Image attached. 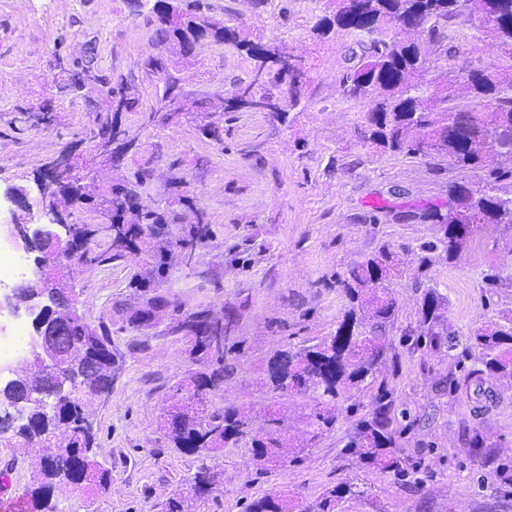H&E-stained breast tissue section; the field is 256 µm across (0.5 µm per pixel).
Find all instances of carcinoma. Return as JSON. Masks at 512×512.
I'll return each instance as SVG.
<instances>
[{
    "label": "carcinoma",
    "mask_w": 512,
    "mask_h": 512,
    "mask_svg": "<svg viewBox=\"0 0 512 512\" xmlns=\"http://www.w3.org/2000/svg\"><path fill=\"white\" fill-rule=\"evenodd\" d=\"M131 12L146 15L155 41L165 50L186 55L188 45L200 39L210 44L231 43L261 68L271 57L287 53L276 39L252 40L241 37L232 17L219 18L203 0H129ZM313 33L319 37L344 33L352 37L360 52H351L339 74L344 95L367 108L357 126L362 146L447 163L448 170L461 177L448 182V203L433 207L418 218L436 226V235L419 245L420 269L428 270L441 257L452 263L462 258L468 242L486 225L501 228L495 246L512 253V149L502 142L512 140V0H325V14ZM496 42L509 62L486 60L475 55L486 39ZM453 61L448 68L435 59ZM267 84L287 85V97L278 100V115L285 118L302 103L303 86L292 75L267 68ZM151 173L142 166L131 177H122L112 187L110 206L103 208L88 190L66 193L47 187L49 196L72 220L71 235L86 245L69 264L103 263L149 241L152 255L149 270L135 278L141 291L139 306L127 316L138 327L157 320L172 302L157 289L169 267L186 252H192L208 237L197 204L182 197L183 209L143 208L125 212V204L150 183ZM77 213L98 214L104 222L91 226L74 218ZM171 224H191L185 238H173ZM108 247L89 256L98 247L97 237ZM396 254L388 245L355 263L339 279L349 308L335 334L308 339L287 349L275 350L266 360L261 386L271 403L285 395L300 396L309 409L306 415V444L293 446L288 434V415L270 408V427L261 435L246 434L249 413L238 405L201 409L204 395L234 374L236 364L229 357L241 352L242 342L219 349L213 337L224 335L217 323L206 336L190 332L191 321L207 314L199 310L178 321L175 330L193 337L199 369L180 385L164 417L173 448L203 455L224 448H244L254 465L267 471L274 466L302 460L325 433L336 428L342 406L351 392L363 383L376 386L370 410L357 418L343 446L346 454L364 465L383 470L396 483L417 486L419 468L399 446L403 427L398 417L394 388L382 376L380 363L394 349L393 331L398 319V302L393 289L399 274ZM42 291L58 300L54 321L63 324L61 364L47 372H23L0 382V407L25 405L40 391L51 392L61 376L72 380L71 388L57 397L58 412L37 436L24 429L8 432L0 439L40 438L52 444L61 428L68 433L65 445L47 454L29 493V512H56L53 494L73 487L65 469L83 462L86 477L107 483L108 469L97 460V432L84 431L79 420L82 400L77 394H94L112 384V365L117 350L106 329L89 324L71 303V292L60 275L43 284ZM481 299L485 307L497 308L512 300V272L491 268L482 277ZM448 304L438 289L427 285L417 310V324L401 334L400 342L415 351L441 354L459 367L467 361L474 367L465 381L480 387L485 381L512 382V313L498 311V319L467 337L456 340L448 330ZM221 476L205 466L198 467L193 486L200 492L219 488ZM355 495L353 485L335 487L317 503L288 498L281 493L252 500L245 512H340L339 504Z\"/></svg>",
    "instance_id": "cac0c4a2"
}]
</instances>
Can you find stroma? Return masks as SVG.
Here are the masks:
<instances>
[{"label":"stroma","instance_id":"35a3bbf8","mask_svg":"<svg viewBox=\"0 0 512 512\" xmlns=\"http://www.w3.org/2000/svg\"><path fill=\"white\" fill-rule=\"evenodd\" d=\"M215 14L232 8L244 34L285 40L310 59L299 111L280 121L270 112H228L217 138L201 136L199 112L153 124L143 114L156 104L158 59L193 99L207 106L231 97L253 62L230 44L210 45L185 58L161 50L144 17L126 0H0V188L29 185L35 171L77 149L88 152L93 115L88 102L107 103L103 84L89 80L81 92L55 87L75 63L95 48L100 74L123 78L136 99L119 115L135 140L121 163L102 161L91 182L96 199L110 196L120 176L139 166L153 171L142 205L173 204L169 182L184 177L211 229L189 264L171 269L161 290L175 306L147 326L131 327L122 311L137 307L131 280L148 260L147 244L121 259L82 265L67 281L79 309L92 325L106 326L118 350L108 393L87 411L98 429V460L112 479L107 488L56 496L57 512H162L167 500L184 496L186 512H243L255 497L285 492L316 502L342 482L361 495L343 512H512V476L499 465L512 459V383H497L489 402L474 384L448 394L442 381L446 357L395 347L397 366L382 372L408 411L400 445L425 469L420 488L394 484L390 474L366 470L341 449L351 423L307 450L302 462L257 472L241 448L212 452L205 461L172 448L162 429L174 389L197 364L188 338L174 333L186 315L209 309L235 321L245 342L236 375L210 397L214 407L235 402L261 410L266 359L287 344L335 332L345 310L336 284L355 262L381 243H391L399 263L395 280L397 329L415 324L421 294L417 246L434 234L421 209L444 204L453 174L447 165L422 158L376 155L360 145L355 129L362 106L346 99L337 76L350 38H316L312 28L321 0H209ZM49 110L50 122L21 123L22 112ZM498 235L486 227L475 235L459 262H440L430 271L448 301V326L466 337L493 313L482 303L481 274L488 266L512 271V254L496 249ZM480 436L487 454H466L469 437ZM41 454L23 439L0 446V477L7 496L26 500ZM221 473L222 494L194 496L199 464Z\"/></svg>","mask_w":512,"mask_h":512}]
</instances>
